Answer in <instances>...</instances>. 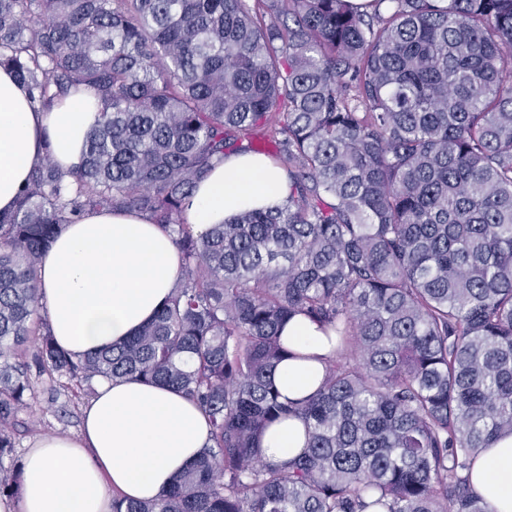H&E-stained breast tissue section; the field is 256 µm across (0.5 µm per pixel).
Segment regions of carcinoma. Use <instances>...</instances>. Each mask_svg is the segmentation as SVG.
<instances>
[{
  "label": "carcinoma",
  "mask_w": 512,
  "mask_h": 512,
  "mask_svg": "<svg viewBox=\"0 0 512 512\" xmlns=\"http://www.w3.org/2000/svg\"><path fill=\"white\" fill-rule=\"evenodd\" d=\"M0 67L42 109L84 88L98 112L82 167L46 156L0 213V495L42 376L134 378L194 402L211 445L112 512H492L470 476L512 432V0H0ZM232 153L283 166L286 202L195 236L185 205ZM97 210L161 225L182 269L134 336L75 358L40 263ZM296 315L336 354L290 399ZM288 419L304 452L264 460Z\"/></svg>",
  "instance_id": "1"
}]
</instances>
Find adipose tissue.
Instances as JSON below:
<instances>
[{"mask_svg": "<svg viewBox=\"0 0 512 512\" xmlns=\"http://www.w3.org/2000/svg\"><path fill=\"white\" fill-rule=\"evenodd\" d=\"M98 115L72 99L32 106L25 90L0 68V211L11 210L20 188L45 153L62 169L81 166ZM286 172L251 153L225 158L185 207L192 233L243 210L282 203ZM180 253L168 232L144 215L99 211L64 225L40 264L38 307L57 343L81 357L122 343L154 317L180 276ZM282 341L294 356L276 372L289 398L320 385L336 351L301 315L286 323ZM306 442L296 419L269 428L260 446L267 460L299 455ZM210 444L204 412L182 394L135 379L100 382L84 410L79 437L48 436L22 465L18 512H112L113 495L158 498ZM494 512H512V434L480 450L471 474Z\"/></svg>", "mask_w": 512, "mask_h": 512, "instance_id": "adipose-tissue-1", "label": "adipose tissue"}]
</instances>
